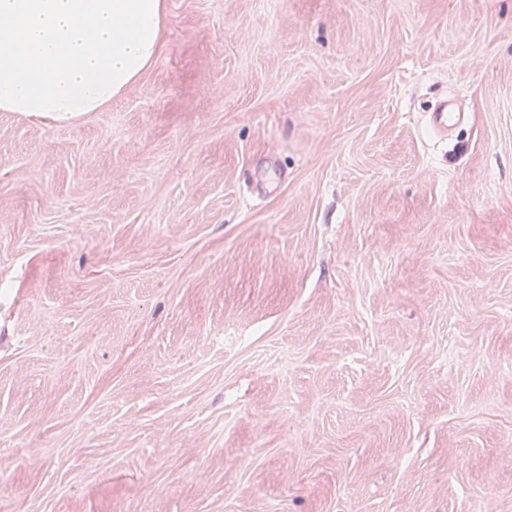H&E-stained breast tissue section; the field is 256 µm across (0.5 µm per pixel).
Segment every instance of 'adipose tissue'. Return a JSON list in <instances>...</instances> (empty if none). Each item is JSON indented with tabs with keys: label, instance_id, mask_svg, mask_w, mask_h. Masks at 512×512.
I'll use <instances>...</instances> for the list:
<instances>
[{
	"label": "adipose tissue",
	"instance_id": "1",
	"mask_svg": "<svg viewBox=\"0 0 512 512\" xmlns=\"http://www.w3.org/2000/svg\"><path fill=\"white\" fill-rule=\"evenodd\" d=\"M167 0H0V112H98L156 62Z\"/></svg>",
	"mask_w": 512,
	"mask_h": 512
}]
</instances>
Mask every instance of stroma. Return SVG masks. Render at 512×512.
<instances>
[{"label":"stroma","mask_w":512,"mask_h":512,"mask_svg":"<svg viewBox=\"0 0 512 512\" xmlns=\"http://www.w3.org/2000/svg\"><path fill=\"white\" fill-rule=\"evenodd\" d=\"M167 2L0 112V512H512V0ZM461 113L456 112L455 103L445 100L438 104L430 114V125L436 130H448V127L460 119Z\"/></svg>","instance_id":"1"}]
</instances>
